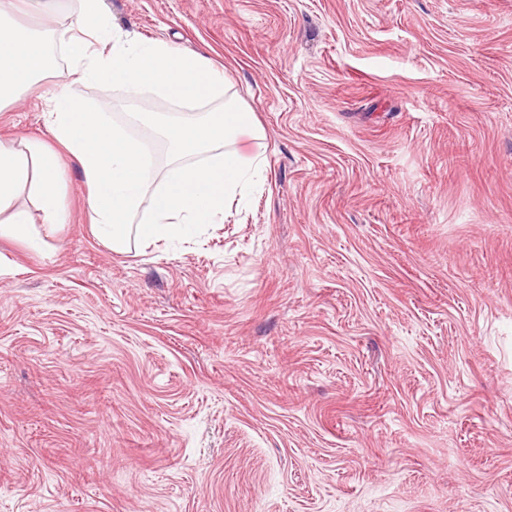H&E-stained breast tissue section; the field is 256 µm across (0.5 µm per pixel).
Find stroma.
<instances>
[{
  "label": "stroma",
  "instance_id": "1",
  "mask_svg": "<svg viewBox=\"0 0 512 512\" xmlns=\"http://www.w3.org/2000/svg\"><path fill=\"white\" fill-rule=\"evenodd\" d=\"M223 69L262 180L191 241L0 236V512H512V0H104ZM39 86L0 142L45 138ZM131 129L197 119L76 82Z\"/></svg>",
  "mask_w": 512,
  "mask_h": 512
}]
</instances>
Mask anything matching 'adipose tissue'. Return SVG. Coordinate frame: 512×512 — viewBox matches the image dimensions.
Masks as SVG:
<instances>
[{
	"mask_svg": "<svg viewBox=\"0 0 512 512\" xmlns=\"http://www.w3.org/2000/svg\"><path fill=\"white\" fill-rule=\"evenodd\" d=\"M13 0H0V105L12 103L32 88L48 61L46 46L57 41L68 48V72L75 81L130 82L180 102H199L221 95L224 72L201 57L179 51L162 40L137 41L109 25L103 0H80L70 30L30 33L13 20ZM50 141L31 140L22 147L0 143V235L25 239L31 219L13 202L19 187L32 183L43 221H65L59 179L60 154L80 163L90 193L91 222L113 250H123L131 235L147 242L169 241L193 227L224 218L226 200L244 194L265 169L261 155L243 157L233 144L253 128V115L233 100L191 123L165 125L163 133L177 158L159 183H152L143 148L112 128L99 112L83 111L67 84H57L46 114ZM216 150L208 163L193 156ZM152 204L141 224L128 217L144 197Z\"/></svg>",
	"mask_w": 512,
	"mask_h": 512,
	"instance_id": "adipose-tissue-1",
	"label": "adipose tissue"
}]
</instances>
